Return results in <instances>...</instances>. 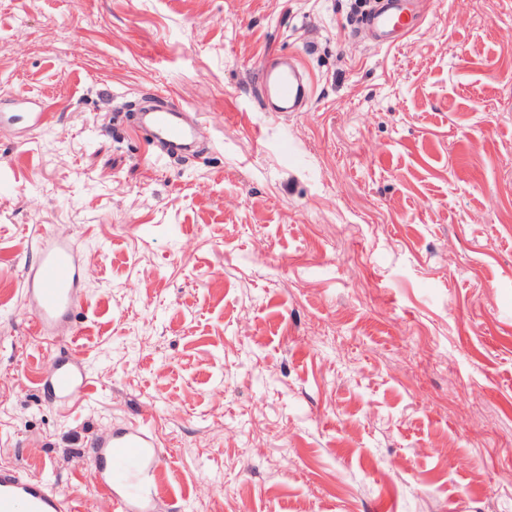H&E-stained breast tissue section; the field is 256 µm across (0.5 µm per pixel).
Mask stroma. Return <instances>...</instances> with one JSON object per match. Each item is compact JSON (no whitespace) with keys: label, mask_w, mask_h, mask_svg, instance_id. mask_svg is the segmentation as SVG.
Returning <instances> with one entry per match:
<instances>
[{"label":"stroma","mask_w":512,"mask_h":512,"mask_svg":"<svg viewBox=\"0 0 512 512\" xmlns=\"http://www.w3.org/2000/svg\"><path fill=\"white\" fill-rule=\"evenodd\" d=\"M352 0H0V466L111 512L85 448L146 419L161 512H512V0H433L396 49ZM300 54L311 109L252 72ZM200 110L148 162L114 112ZM80 255L88 388L34 379L23 274ZM199 112L179 104L169 94L146 95L135 112L131 127L148 134L147 145L164 160L188 158L200 151L196 128Z\"/></svg>","instance_id":"stroma-1"}]
</instances>
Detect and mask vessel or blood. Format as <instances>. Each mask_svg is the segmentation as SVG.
<instances>
[{"instance_id": "b4317fda", "label": "vessel or blood", "mask_w": 512, "mask_h": 512, "mask_svg": "<svg viewBox=\"0 0 512 512\" xmlns=\"http://www.w3.org/2000/svg\"><path fill=\"white\" fill-rule=\"evenodd\" d=\"M429 0H371L356 23L374 47L392 49L418 32L426 19ZM255 87L265 112H304L312 98L311 78L294 55L272 54L255 69ZM198 112L171 95L152 93L140 102L134 128L146 132L147 145L164 160L188 158L200 146ZM79 256L69 242L44 235L37 260L24 271V293L33 314L31 326L41 339L59 342L81 305ZM88 381L75 351L50 357L39 382L49 399L66 405ZM88 453L96 463L95 480L110 492L113 512H154L150 478L162 458L147 422H133L106 435L91 438ZM0 512H82L80 503L66 499L42 478L27 477L12 467L0 468Z\"/></svg>"}]
</instances>
